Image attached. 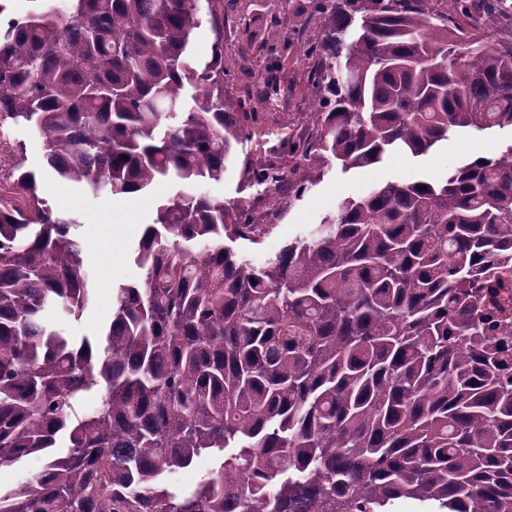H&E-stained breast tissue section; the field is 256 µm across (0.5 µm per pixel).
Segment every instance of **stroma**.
<instances>
[{
  "mask_svg": "<svg viewBox=\"0 0 512 512\" xmlns=\"http://www.w3.org/2000/svg\"><path fill=\"white\" fill-rule=\"evenodd\" d=\"M277 9V0H234L233 8L224 12L225 20L232 23L242 14L249 20L248 28L236 27L232 39L224 44V67L230 74L224 85L226 100L245 95L260 100V92L271 78L290 87L271 109L265 110L259 133L235 143L223 182L206 187L209 195L224 198L225 202L250 204L270 223V231L258 242H236L243 258L256 264L263 262L286 243L307 235L325 214L335 212L341 200L363 196L377 182L435 180L475 152L483 150L497 157L512 144V131L507 129L471 131L453 135L448 143L420 158L393 154L380 165L346 173L340 167L329 166L324 168L320 181L307 186L298 199L273 210L268 193L250 184L241 171L245 163L258 160L266 149L276 146L279 135L287 133L289 127L308 125L312 95L305 85L304 50L317 24L316 17L307 14L289 27L275 23ZM285 43L290 45V52H282ZM10 138L12 154H24L27 168L38 173L44 197L54 208L79 216L77 234L95 283L94 302L81 318L62 317L52 310L48 319L69 336L99 335L112 317L114 289L140 280L142 272L133 261L132 250L145 224L152 222L158 202L171 197L174 189L163 182L144 195L92 198L79 186L61 182L46 170L38 135L18 126L11 130Z\"/></svg>",
  "mask_w": 512,
  "mask_h": 512,
  "instance_id": "stroma-1",
  "label": "stroma"
}]
</instances>
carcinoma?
<instances>
[{
  "label": "carcinoma",
  "instance_id": "obj_1",
  "mask_svg": "<svg viewBox=\"0 0 512 512\" xmlns=\"http://www.w3.org/2000/svg\"><path fill=\"white\" fill-rule=\"evenodd\" d=\"M30 2L0 24V124L39 135L47 169L88 195L177 191L93 338L44 316L94 300L80 220L33 171L26 207L0 204V467L64 443L0 489V512H512V355L489 309L512 278V163L378 182L254 265L229 243L259 236L257 217L201 188L262 115L225 104L220 49L193 65L196 0ZM431 2L281 0L282 21L319 20L312 129L244 165L248 182L297 196L332 160L512 128L506 0ZM205 456L218 466L179 487Z\"/></svg>",
  "mask_w": 512,
  "mask_h": 512
}]
</instances>
